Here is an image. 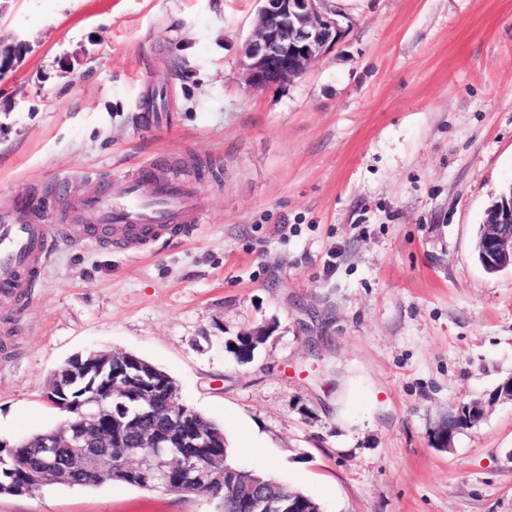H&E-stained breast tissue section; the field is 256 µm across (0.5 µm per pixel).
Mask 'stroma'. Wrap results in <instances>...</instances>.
I'll return each mask as SVG.
<instances>
[{"instance_id": "obj_1", "label": "stroma", "mask_w": 512, "mask_h": 512, "mask_svg": "<svg viewBox=\"0 0 512 512\" xmlns=\"http://www.w3.org/2000/svg\"><path fill=\"white\" fill-rule=\"evenodd\" d=\"M256 0H0V220L54 224L161 158L201 222L141 249L64 246L0 298V443L65 419L68 359L132 352L221 426L238 463L324 512H512V270L474 247L512 184V0H360L301 77L250 91ZM28 199L27 213L17 208ZM269 328L252 363L225 339ZM250 431L256 451L240 448ZM0 512H218L120 483ZM471 400V399H470ZM468 400V401H470ZM504 400L512 401V377L504 380L497 388L495 394L489 399L485 398H474L469 403L462 402L458 405L454 412L448 416V420L445 424H448V429L439 430L435 435V440L439 445V448L450 449L452 448L453 434H448L450 429H460L469 426L466 424V420L462 417L457 418L459 410L462 408L466 410L467 417L471 419L472 425L480 422L486 415L488 408H490L495 402Z\"/></svg>"}]
</instances>
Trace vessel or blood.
I'll return each mask as SVG.
<instances>
[{
	"label": "vessel or blood",
	"instance_id": "b4317fda",
	"mask_svg": "<svg viewBox=\"0 0 512 512\" xmlns=\"http://www.w3.org/2000/svg\"><path fill=\"white\" fill-rule=\"evenodd\" d=\"M155 161L143 163L136 178L115 179L96 195L81 200V223L65 214L56 224H0V296L27 289L59 240L90 245L86 225H105L112 229V242L121 246L136 240L150 246L165 236H192L198 216L194 194L179 185L161 181L152 198H143L141 182L155 173Z\"/></svg>",
	"mask_w": 512,
	"mask_h": 512
}]
</instances>
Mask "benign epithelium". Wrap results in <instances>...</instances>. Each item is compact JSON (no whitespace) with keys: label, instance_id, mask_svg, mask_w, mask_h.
Wrapping results in <instances>:
<instances>
[{"label":"benign epithelium","instance_id":"obj_1","mask_svg":"<svg viewBox=\"0 0 512 512\" xmlns=\"http://www.w3.org/2000/svg\"><path fill=\"white\" fill-rule=\"evenodd\" d=\"M257 2L254 29L244 44L241 61L242 79L254 92L300 77L342 36L336 12L326 0ZM478 246L487 272L512 268V190L485 211ZM92 364L98 367L103 385L91 387L74 409L75 420L68 419L43 435L42 446L82 448L87 462L105 470L112 463L105 435L98 432L105 418L123 429L132 446L158 449L156 456L147 460L159 471L151 488L180 494L201 485L225 482L223 465L201 466L184 456L185 445L211 448L213 443L211 432L179 415L174 402L175 384L146 375L140 356L134 353L98 351L86 360L77 355L66 367L75 375H84ZM500 400L512 401V377L504 380L492 397L474 398L465 404L467 417L474 424L480 422L488 408ZM145 415L168 421V428L150 435L143 433L137 419ZM262 502V495L253 488L239 498L245 512H261Z\"/></svg>","mask_w":512,"mask_h":512}]
</instances>
